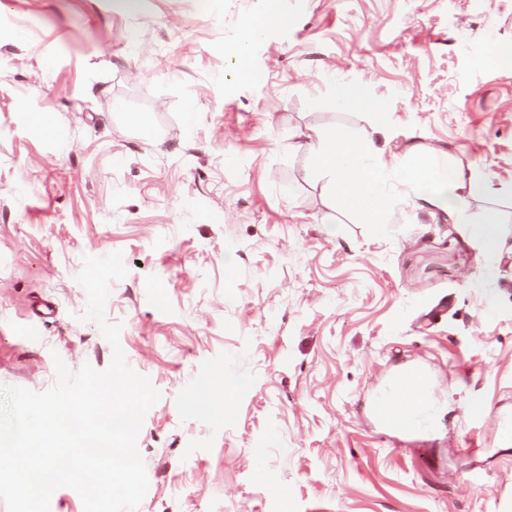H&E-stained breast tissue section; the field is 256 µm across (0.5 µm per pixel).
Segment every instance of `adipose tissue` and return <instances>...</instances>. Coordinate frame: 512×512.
I'll return each mask as SVG.
<instances>
[{
	"instance_id": "obj_1",
	"label": "adipose tissue",
	"mask_w": 512,
	"mask_h": 512,
	"mask_svg": "<svg viewBox=\"0 0 512 512\" xmlns=\"http://www.w3.org/2000/svg\"><path fill=\"white\" fill-rule=\"evenodd\" d=\"M310 147L317 171L330 176L337 204L363 215L365 223H382L388 195L400 187L412 198L447 210L457 217L469 200L489 190L487 176L479 170L463 172L428 154L424 166L404 172H388L382 150L373 136L355 138L337 128L314 131Z\"/></svg>"
}]
</instances>
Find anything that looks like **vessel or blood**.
Returning a JSON list of instances; mask_svg holds the SVG:
<instances>
[{
    "instance_id": "obj_1",
    "label": "vessel or blood",
    "mask_w": 512,
    "mask_h": 512,
    "mask_svg": "<svg viewBox=\"0 0 512 512\" xmlns=\"http://www.w3.org/2000/svg\"><path fill=\"white\" fill-rule=\"evenodd\" d=\"M430 390L428 375L420 366L411 365L394 373L372 404L378 429L394 436H412L428 430Z\"/></svg>"
}]
</instances>
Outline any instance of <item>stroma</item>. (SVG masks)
Returning a JSON list of instances; mask_svg holds the SVG:
<instances>
[{
  "label": "stroma",
  "instance_id": "35a3bbf8",
  "mask_svg": "<svg viewBox=\"0 0 512 512\" xmlns=\"http://www.w3.org/2000/svg\"><path fill=\"white\" fill-rule=\"evenodd\" d=\"M280 5L241 58L268 0H0V385L109 367L76 277L118 251L105 319L160 393L138 512H512V0ZM332 125L489 193L452 221L394 190L363 223L311 174ZM489 208L492 258L469 232ZM417 364L433 429L381 440L370 403ZM218 386L232 408L197 404Z\"/></svg>",
  "mask_w": 512,
  "mask_h": 512
}]
</instances>
